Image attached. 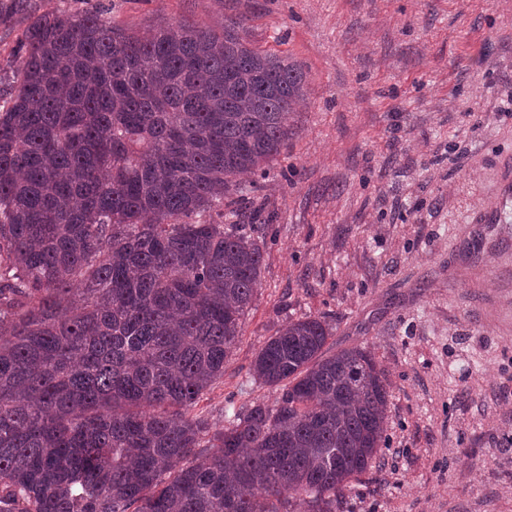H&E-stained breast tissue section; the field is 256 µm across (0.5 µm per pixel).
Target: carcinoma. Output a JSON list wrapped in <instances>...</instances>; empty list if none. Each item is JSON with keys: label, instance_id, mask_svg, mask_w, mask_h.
<instances>
[{"label": "carcinoma", "instance_id": "cac0c4a2", "mask_svg": "<svg viewBox=\"0 0 512 512\" xmlns=\"http://www.w3.org/2000/svg\"><path fill=\"white\" fill-rule=\"evenodd\" d=\"M171 23L99 13L23 32L0 112V512H336L375 461L389 391L370 353L326 354L320 317L258 351L279 391L209 433L268 225L224 193L288 141L306 73Z\"/></svg>", "mask_w": 512, "mask_h": 512}]
</instances>
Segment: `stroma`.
I'll return each instance as SVG.
<instances>
[{
  "instance_id": "stroma-1",
  "label": "stroma",
  "mask_w": 512,
  "mask_h": 512,
  "mask_svg": "<svg viewBox=\"0 0 512 512\" xmlns=\"http://www.w3.org/2000/svg\"><path fill=\"white\" fill-rule=\"evenodd\" d=\"M53 11L138 34L240 20L307 75L267 175L224 197L225 223L258 210L270 231L239 342L197 412L218 429L274 404L256 354L321 316L328 351L364 348L389 387L380 461L339 512H512V0H28L0 13L1 74Z\"/></svg>"
}]
</instances>
